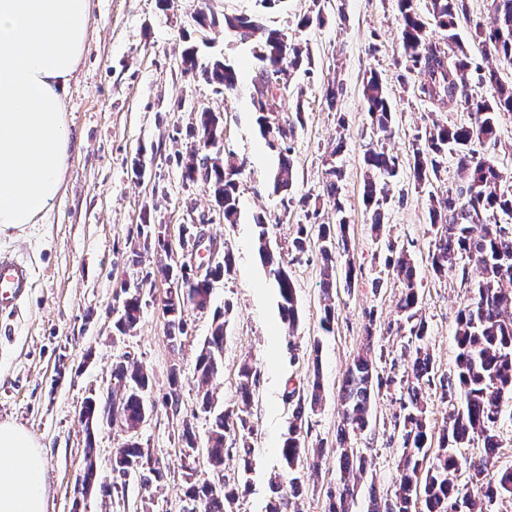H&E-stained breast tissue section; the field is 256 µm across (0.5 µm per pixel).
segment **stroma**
Here are the masks:
<instances>
[{
  "mask_svg": "<svg viewBox=\"0 0 512 512\" xmlns=\"http://www.w3.org/2000/svg\"><path fill=\"white\" fill-rule=\"evenodd\" d=\"M200 9L215 16L216 26L197 25L194 15ZM239 14L282 31L312 57L309 72L288 74L279 99L281 117H302L291 139L294 180L284 196L273 190L277 158L255 123V44L238 41L222 25L224 16ZM316 14L323 15L324 24L303 25V17ZM399 24L397 0H280L272 7L260 0H90L87 46L66 100L71 146L63 193L41 223L0 236V250L23 258L34 274L16 310L0 313V420L22 426L40 444L48 512H72L73 489L87 459L78 411L88 396L112 389V363L125 354L150 372L154 407L139 440L164 474L148 491L132 480L124 492L93 493L79 512H181L187 483L178 436L188 421L198 441L207 437L210 420L197 406L195 360L214 310L222 308L229 311L224 364L211 383L219 405L232 407L243 358H253L259 370L249 416L257 460L252 471H243L236 454L240 432H230L226 440L224 477L242 490L235 512H264L270 472L296 410L284 393L291 385L306 389L316 373L323 401L309 419L307 441L322 444L325 455L318 474L303 480L301 507L325 512L338 479L339 390L371 320L377 326L374 347L382 352L376 373L386 385L375 397L369 428L350 439L367 461L352 512H366L371 495H393L403 452L401 392L412 356L406 349L408 331L395 325L402 283L384 265L387 249H405L415 260L427 347L441 378L455 370L456 317L469 297L466 281L479 277L473 264L440 276L430 267L431 202L454 193L462 179L451 158L427 190L416 189L408 166L414 138L432 122L467 124L471 117L436 109L421 98L418 88L426 76L406 72ZM191 45L200 63L221 59L233 67L236 87L220 93L201 74L184 72L181 53ZM372 71L392 106L394 136L388 141L373 129L365 107L363 82ZM331 81L339 87L332 107L323 95ZM204 108L221 113L219 147L244 166L234 224L225 223L202 182L184 176L182 160L198 147V113ZM380 142L401 166L377 233L363 201L364 153ZM337 145L342 151L336 161L344 172L339 212L325 192L327 157ZM286 197L291 206H283ZM258 215L269 226L271 245L282 253L307 219L348 220L347 259L355 280L346 283V266H337L332 333L320 326L322 262L314 245L286 264L299 316L296 333L288 332L275 283L257 252ZM146 222L167 225L175 260L194 253L193 243L183 242L182 229L195 224L203 225L207 238L227 244L234 256L231 272L214 285L209 308H186V331L175 347L166 339L161 309L170 286L156 274L161 255L153 249L132 254ZM136 284L142 287L140 318L129 334L117 335L123 289ZM174 370L181 386L176 413L162 401Z\"/></svg>",
  "mask_w": 512,
  "mask_h": 512,
  "instance_id": "stroma-1",
  "label": "stroma"
}]
</instances>
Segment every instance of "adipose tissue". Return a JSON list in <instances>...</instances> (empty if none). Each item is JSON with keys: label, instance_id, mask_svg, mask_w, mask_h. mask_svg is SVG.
<instances>
[{"label": "adipose tissue", "instance_id": "1", "mask_svg": "<svg viewBox=\"0 0 512 512\" xmlns=\"http://www.w3.org/2000/svg\"><path fill=\"white\" fill-rule=\"evenodd\" d=\"M89 0H0V234L39 223L61 193L64 100L84 52ZM0 512H46L43 453L0 422Z\"/></svg>", "mask_w": 512, "mask_h": 512}]
</instances>
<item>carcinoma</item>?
Listing matches in <instances>:
<instances>
[{"label": "carcinoma", "mask_w": 512, "mask_h": 512, "mask_svg": "<svg viewBox=\"0 0 512 512\" xmlns=\"http://www.w3.org/2000/svg\"><path fill=\"white\" fill-rule=\"evenodd\" d=\"M401 29L402 57L410 71L416 69L427 75L419 93L424 100L444 109L458 107L471 116V122L445 125L437 122L427 126L415 137L413 170L417 185L424 186L439 178L444 159L456 156L457 167L464 174L463 185L446 198L440 207H431L430 224L436 229L434 250L429 254L433 272L441 274L462 262H473L480 268L482 279L472 285L467 303L458 311L456 344L458 353L454 377L435 379L434 365L426 349L427 330L420 314L419 288L414 261L404 251H390L385 265L403 280V290L397 305L400 322L410 325L414 338V357L411 373L407 376L403 395L402 421L403 454L394 497L372 498L367 512H448V505H460L461 512H486L498 499L512 497V471L505 470L494 480L486 479L491 459L499 448L498 429L502 419L504 400L512 399V177L500 171L491 156L474 145L497 141L496 132L501 114L512 113V85L504 83L498 73L489 69L482 82L492 90L489 98H476L468 93V71L471 60L465 45L455 32L457 19L466 15V0H428V11L436 25L447 32V52L427 39L426 27L413 7V0H398ZM224 28L246 40L259 36L256 59L267 65L259 70L254 84L252 104L257 114L261 136L277 155L273 178L274 191H286L292 184L294 163L289 140L293 128L302 122L301 110L292 119L276 121L274 104L280 91L282 76L311 64L309 51L295 45L288 59L275 56V50L285 38L279 30L266 29L250 16H226ZM474 42L487 57H497L512 63V0H493V15L487 25H476ZM202 76L223 92L232 90L238 78L235 70L215 60L201 69ZM363 96L368 106L372 126L382 133L391 132L392 112L377 73H370L363 83ZM221 114L203 110L199 113L198 137L201 148L220 142ZM192 156L183 162L185 178L201 180L211 191L218 207L224 212V223L235 224L238 219L237 179L244 164L224 157L221 151L205 152L192 164ZM366 175L363 185L364 202L371 210L372 224L380 226L387 203V181L398 173V156L384 149H369L364 155ZM326 193L337 199L343 172L335 161L326 171ZM258 254L272 276L279 297L283 321L288 335H293L298 323L295 287L283 266L281 256L268 244V225L262 217L254 220ZM143 245H154L156 250L170 254L166 226L145 224ZM348 221L317 225V239L323 261L325 280L321 327L330 333L335 321V307L329 303L331 290L336 287L331 273L336 271V256L348 250ZM232 253L224 249L221 257L205 271L193 269V264H167L165 270L173 279L163 299L167 317L166 337L171 345L181 342L185 333L183 312L188 306L206 309L212 297V282L231 272ZM126 297L115 329L127 334L137 323L141 312V292L125 291ZM227 311L214 314L211 330L205 337L196 359V372L201 387L198 390L200 411L212 417L205 445L206 470L184 466L189 482L185 497L189 507L183 512H234L240 496V486L224 481V448L226 433L237 429L242 434V447L236 449L243 471L252 469L255 449L248 442L253 427L248 418L249 407L258 381L257 369L249 360L238 368L235 408H218L206 385L224 359V336ZM366 344L354 358L344 380L340 406L342 425L337 433L336 457L339 483L336 492L328 495V512H350L357 483L364 474L365 458L349 443L350 435L364 431L370 425L374 398L375 364L372 355V327L366 328ZM118 389L112 397L119 406L111 408L101 399L91 397L85 406L86 467L75 490L73 507L79 508L80 499L90 487L102 489L103 494L119 491L126 486L127 476L138 477L143 489H148L163 478L159 462L152 461L149 449L135 439L138 429L152 410L148 400L150 375L137 359L123 356L112 368ZM439 385L440 401L459 402L453 408L439 436L434 456H429L432 429L426 418L425 388ZM285 399L297 400V408L289 422L288 436L279 448L282 471L290 476L288 489L282 482H274L272 497L266 512H300L297 499L301 496V481L295 472L313 466L310 458L319 456L320 449L305 447V412H315L320 406L321 382L319 365H314V378L307 395H296V390L285 394ZM180 400L179 372L171 370L166 402L178 411ZM119 416L120 426L129 433V439L112 463V482L100 479L94 453L95 434L103 422ZM480 438L484 454L478 458L463 456L459 448ZM468 473L470 487L457 484V474Z\"/></svg>", "instance_id": "cac0c4a2"}]
</instances>
